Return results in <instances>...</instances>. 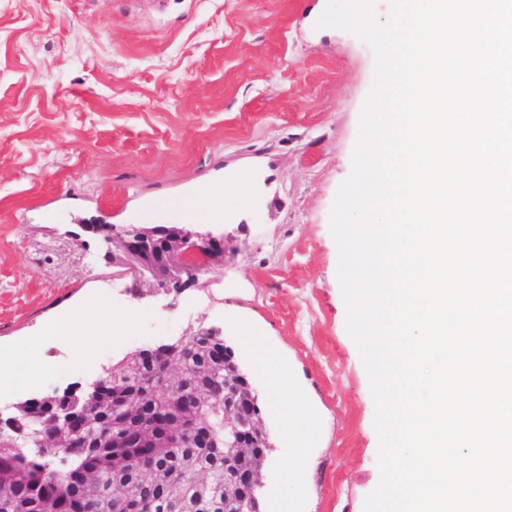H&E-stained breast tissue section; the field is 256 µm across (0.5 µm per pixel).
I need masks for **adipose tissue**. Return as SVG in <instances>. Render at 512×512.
Returning <instances> with one entry per match:
<instances>
[{
	"label": "adipose tissue",
	"mask_w": 512,
	"mask_h": 512,
	"mask_svg": "<svg viewBox=\"0 0 512 512\" xmlns=\"http://www.w3.org/2000/svg\"><path fill=\"white\" fill-rule=\"evenodd\" d=\"M246 352L252 371L265 381L272 408L282 417L281 438L292 451L288 467L282 473V483L300 488L298 473L307 463L306 448L320 435L319 425L312 418V408L295 379L293 369L260 338H248ZM38 360L32 349L0 346V393L24 391L26 384L19 375V369L24 365H34Z\"/></svg>",
	"instance_id": "1"
}]
</instances>
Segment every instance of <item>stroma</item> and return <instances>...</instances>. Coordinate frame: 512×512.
Returning <instances> with one entry per match:
<instances>
[{"mask_svg":"<svg viewBox=\"0 0 512 512\" xmlns=\"http://www.w3.org/2000/svg\"><path fill=\"white\" fill-rule=\"evenodd\" d=\"M327 0H0V344L40 347L34 394L89 386L128 352L214 328L239 362L261 334L322 422L294 512H364L379 482L375 404L345 328L329 228L372 86L369 45L315 29ZM229 174L248 202H193ZM223 237L222 266L139 299L86 223ZM81 316L69 350L42 328ZM273 439L263 484L289 453Z\"/></svg>","mask_w":512,"mask_h":512,"instance_id":"35a3bbf8","label":"stroma"}]
</instances>
